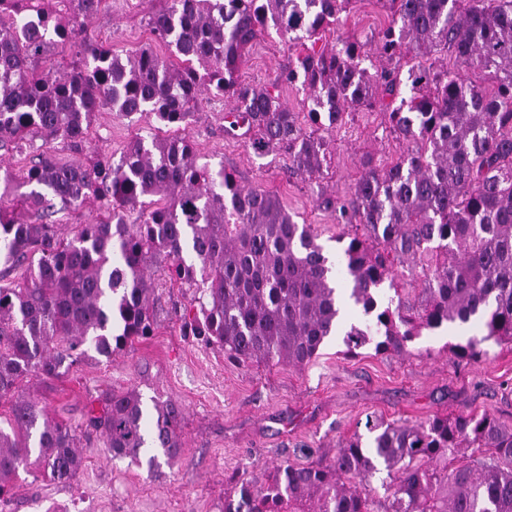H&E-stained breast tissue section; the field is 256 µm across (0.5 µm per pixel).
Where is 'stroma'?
Returning <instances> with one entry per match:
<instances>
[{"instance_id": "obj_1", "label": "stroma", "mask_w": 512, "mask_h": 512, "mask_svg": "<svg viewBox=\"0 0 512 512\" xmlns=\"http://www.w3.org/2000/svg\"><path fill=\"white\" fill-rule=\"evenodd\" d=\"M159 6L160 0H105L86 21L85 35L121 56L149 45L169 58L170 48L153 41L147 27ZM342 19L339 31L327 32L328 41L340 35L373 40L387 24L377 0H357ZM291 53L277 34H266L250 50L242 81L269 82ZM229 107L226 100L208 102L183 136L202 160L224 165L241 186L277 194L294 221L312 225L327 256L341 265L344 229L321 199L343 195L364 157L390 162L402 144L386 131L378 111L363 110L350 127L333 134L320 173L292 177L287 154L262 155L247 139L225 137ZM154 130V118L132 122L102 111L93 120L89 149L118 155ZM189 301L184 289L164 288L154 336L109 359L90 354L59 378L33 374L20 385L50 417L74 426L84 423L88 406L105 393L135 387L144 399L172 401L183 411L179 457H159L151 471L109 458L99 437L86 435V464L76 481L20 473L13 498L0 504V512H224L230 479L261 482L281 461L302 465L331 458L341 441L366 435L370 419L412 424L436 415L487 414L512 427V344H485L484 355L471 362L450 350L480 334V324L423 332L399 355L377 353L371 343L350 354L334 336L304 367L247 365L184 334L171 306Z\"/></svg>"}]
</instances>
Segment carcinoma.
Segmentation results:
<instances>
[{
	"label": "carcinoma",
	"mask_w": 512,
	"mask_h": 512,
	"mask_svg": "<svg viewBox=\"0 0 512 512\" xmlns=\"http://www.w3.org/2000/svg\"><path fill=\"white\" fill-rule=\"evenodd\" d=\"M103 2L0 0V150L33 155L19 177L0 166V260L25 267L0 285V399L11 401L0 502L21 468L58 483L83 469L79 427L50 418L18 383L58 378L91 351L110 359L154 335L155 264L192 294L186 332L239 362L301 368L341 332L337 273L311 225L296 223L275 194L199 163L181 136L138 137L117 159L86 155L102 110L180 126L205 96L229 98L225 135L241 130L258 153L285 151L290 174L311 176L333 129L380 107L406 151L383 166L364 158L349 192L323 200L351 225L343 275L371 318L344 331L347 350L379 336L377 352L399 353L424 330L473 319L483 334L451 346L456 358L480 357L487 341L512 343V0H376L389 18L375 45L386 65L370 69L367 44L324 41L356 0H161L148 26L175 63L149 46L122 59L87 39L84 22ZM271 27L305 51L266 85L241 81ZM58 47L70 61L43 66ZM423 57L433 62L412 64ZM298 83L309 130L279 94ZM57 141L85 160L60 162ZM58 201H92L100 215L66 234L53 220ZM136 209L139 223H126ZM418 264L424 288L413 300L394 271ZM386 282L394 295L381 307ZM181 419L178 405L155 399L150 409L134 388L87 410L106 452L135 464L150 444L176 458ZM367 429V446L356 435L330 460L285 462L261 484L234 486L224 512H512V429L496 419ZM382 467L392 485L380 500L368 481Z\"/></svg>",
	"instance_id": "1"
}]
</instances>
